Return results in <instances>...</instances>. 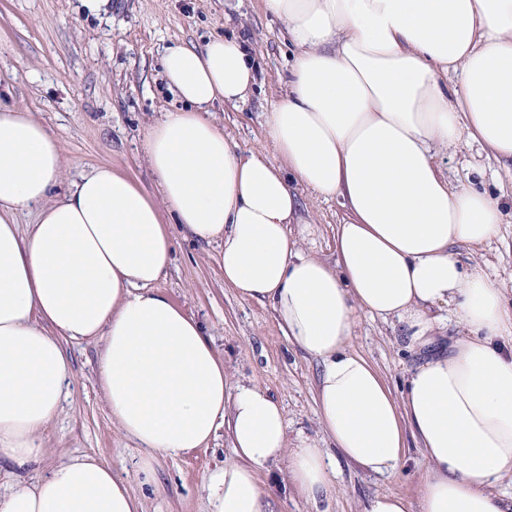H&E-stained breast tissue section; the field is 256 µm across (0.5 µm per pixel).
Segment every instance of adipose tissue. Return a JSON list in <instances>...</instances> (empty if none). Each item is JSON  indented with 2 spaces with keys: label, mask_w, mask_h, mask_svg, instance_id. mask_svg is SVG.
<instances>
[{
  "label": "adipose tissue",
  "mask_w": 512,
  "mask_h": 512,
  "mask_svg": "<svg viewBox=\"0 0 512 512\" xmlns=\"http://www.w3.org/2000/svg\"><path fill=\"white\" fill-rule=\"evenodd\" d=\"M295 52L266 118L272 156L239 150L215 104L257 84L246 43L174 45L163 74L178 109L144 134L156 186L107 164L53 190L67 163L22 105L0 104V476L37 463L67 394L64 346H99L113 427L158 458L226 435L203 479L208 512H274L259 474L305 499L336 488L339 461L394 476L415 435L427 461L418 500L380 492L363 512H512V300L479 264L499 198L448 182L439 152L467 139L512 162V0H263ZM459 81L449 84V73ZM341 199L336 256L307 252L301 191ZM35 221L19 226L20 212ZM216 245L224 284L273 313L318 360L319 424L331 448L288 445L281 402L234 378L202 324L158 287L172 226ZM400 324L421 356L402 396L350 340L360 314ZM458 334L448 337L449 327ZM0 512H143L110 465L60 456L12 479Z\"/></svg>",
  "instance_id": "ef3b65f1"
}]
</instances>
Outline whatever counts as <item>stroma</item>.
<instances>
[{
	"label": "stroma",
	"instance_id": "1",
	"mask_svg": "<svg viewBox=\"0 0 512 512\" xmlns=\"http://www.w3.org/2000/svg\"><path fill=\"white\" fill-rule=\"evenodd\" d=\"M281 27L265 13L262 0H110L107 13L97 15L83 0H0V103L27 107L59 139L67 169L57 194H64L80 171L100 164L125 172L150 191L153 180L142 153L145 130L160 113L179 106L162 73L165 50L176 44L200 47L232 32L247 37L259 63L258 85L245 105L215 107L214 116L241 150L268 155L265 114L285 92L293 53ZM438 161L451 183L499 197V235L471 259L511 291L512 166L467 140ZM303 202L309 225L305 249L334 259L341 200L307 195ZM173 234L176 251L161 290L204 325L235 378L257 383L283 403L289 444L321 443L314 402L318 362L289 346L267 307L225 287L215 246L190 239L178 227ZM351 347L397 392L420 361L407 349L399 327L366 315L358 319ZM66 351L71 395L52 426L54 453L38 463V470L48 469L58 451L90 455L118 470L143 499L144 512H206L202 480L231 456L227 438L176 459H159L154 483L143 484L133 465L139 449L118 433L105 409L96 344L70 343ZM426 468L421 449L413 445L406 464L389 478L340 463L336 491L314 503L285 493L277 477H269L268 484L275 512H362L381 491L416 498Z\"/></svg>",
	"mask_w": 512,
	"mask_h": 512
}]
</instances>
